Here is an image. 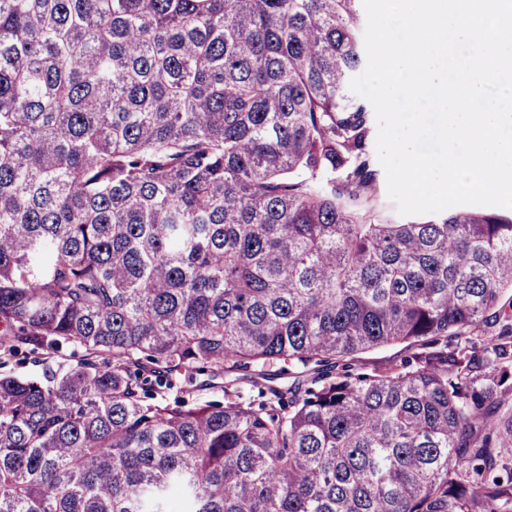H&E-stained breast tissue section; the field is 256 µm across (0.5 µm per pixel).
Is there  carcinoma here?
Listing matches in <instances>:
<instances>
[{
	"label": "carcinoma",
	"mask_w": 512,
	"mask_h": 512,
	"mask_svg": "<svg viewBox=\"0 0 512 512\" xmlns=\"http://www.w3.org/2000/svg\"><path fill=\"white\" fill-rule=\"evenodd\" d=\"M358 2L0 0V512H512V212L371 220ZM82 349L72 345H63L59 352L51 355L32 354L23 355L7 360L8 363L0 368V372H10L16 375H39L47 366L56 368L58 363L74 365L82 356ZM401 346L381 347L358 354L357 371L370 373L374 369L387 367L393 360L399 359ZM241 374L224 373L208 381L210 385L202 386V382L207 379L206 375H201L194 371L176 373L169 376L171 386L168 389H164V395L171 401L176 397H183L189 401H224V386L229 380L242 376Z\"/></svg>",
	"instance_id": "carcinoma-1"
}]
</instances>
